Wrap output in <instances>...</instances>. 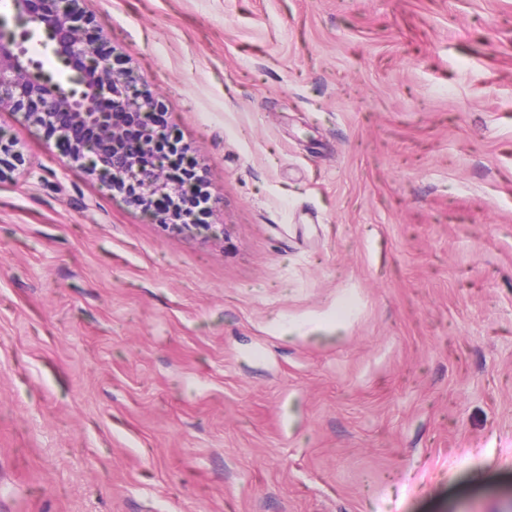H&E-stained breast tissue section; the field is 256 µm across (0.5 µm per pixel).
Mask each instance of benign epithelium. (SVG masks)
<instances>
[{
	"label": "benign epithelium",
	"instance_id": "7a95c632",
	"mask_svg": "<svg viewBox=\"0 0 512 512\" xmlns=\"http://www.w3.org/2000/svg\"><path fill=\"white\" fill-rule=\"evenodd\" d=\"M11 6L25 29L17 32L0 20V108L14 106L43 128L67 138L69 149L60 151L61 157L82 162L110 188L122 181L133 183L136 204L144 211L159 214L178 230L190 229L191 225L157 210L158 201L172 189L165 159L154 150L161 134L155 120L161 105L138 88L130 75L112 69L106 39L88 41V19L79 0H11ZM28 24L43 29L83 94L63 93L59 83L42 77V66L27 57ZM131 136L145 157L119 148Z\"/></svg>",
	"mask_w": 512,
	"mask_h": 512
}]
</instances>
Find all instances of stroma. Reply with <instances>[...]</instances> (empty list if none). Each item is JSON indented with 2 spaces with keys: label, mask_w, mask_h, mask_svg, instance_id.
I'll return each instance as SVG.
<instances>
[{
  "label": "stroma",
  "mask_w": 512,
  "mask_h": 512,
  "mask_svg": "<svg viewBox=\"0 0 512 512\" xmlns=\"http://www.w3.org/2000/svg\"><path fill=\"white\" fill-rule=\"evenodd\" d=\"M82 6L209 225L0 110V512H512V0ZM207 201L208 199L205 193L202 191V188L198 187L197 193L189 199H185L169 193L167 199L160 201L159 210L161 212H169V210H171L179 220L186 221L193 217L197 221H202L199 218V214L205 213L204 205L207 203Z\"/></svg>",
  "instance_id": "stroma-1"
}]
</instances>
